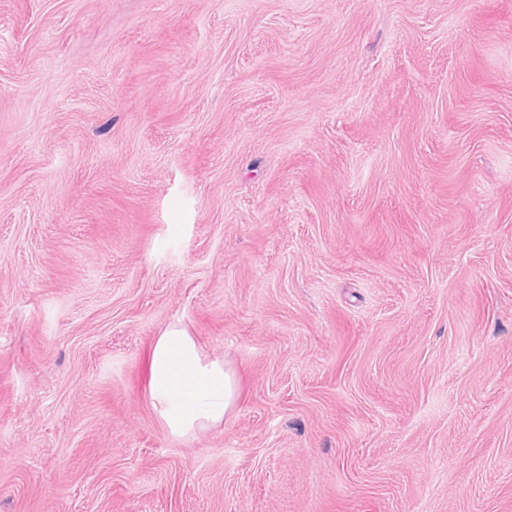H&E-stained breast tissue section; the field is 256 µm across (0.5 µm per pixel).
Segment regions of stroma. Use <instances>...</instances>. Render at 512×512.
<instances>
[{
	"label": "stroma",
	"instance_id": "obj_1",
	"mask_svg": "<svg viewBox=\"0 0 512 512\" xmlns=\"http://www.w3.org/2000/svg\"><path fill=\"white\" fill-rule=\"evenodd\" d=\"M0 512H512V0H0ZM148 396L167 432L189 438L224 425L240 397L238 372L206 355L180 321L157 336L148 355Z\"/></svg>",
	"mask_w": 512,
	"mask_h": 512
}]
</instances>
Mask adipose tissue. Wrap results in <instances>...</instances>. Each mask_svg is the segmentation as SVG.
<instances>
[{
    "mask_svg": "<svg viewBox=\"0 0 512 512\" xmlns=\"http://www.w3.org/2000/svg\"><path fill=\"white\" fill-rule=\"evenodd\" d=\"M148 396L167 432L189 438L223 426L240 397L238 372L206 355L186 326L170 323L148 355Z\"/></svg>",
    "mask_w": 512,
    "mask_h": 512,
    "instance_id": "1",
    "label": "adipose tissue"
}]
</instances>
